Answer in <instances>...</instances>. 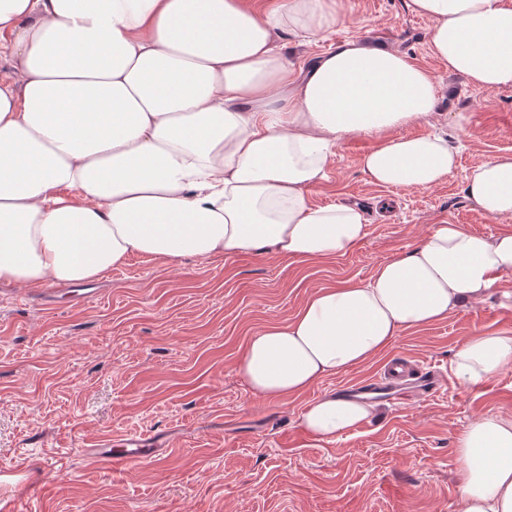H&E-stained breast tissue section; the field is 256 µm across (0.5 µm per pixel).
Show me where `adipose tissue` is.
I'll return each instance as SVG.
<instances>
[{
	"mask_svg": "<svg viewBox=\"0 0 512 512\" xmlns=\"http://www.w3.org/2000/svg\"><path fill=\"white\" fill-rule=\"evenodd\" d=\"M431 53L484 89L512 86V0H410ZM337 0H0V283L85 282L131 254L177 261L273 250L346 255L368 235L355 204H313L334 148L377 134L360 167L385 187L427 189L457 155L405 126L438 107L405 54L348 39L289 62L283 35L326 37ZM467 193L512 218V154L475 167ZM512 273V231L437 224L368 280L312 292L251 336L236 372L252 395L297 397L382 354L404 331L486 300ZM470 387L512 370V332L459 345ZM326 393L299 425L334 442L374 413ZM460 512H512V415L490 413L454 441Z\"/></svg>",
	"mask_w": 512,
	"mask_h": 512,
	"instance_id": "adipose-tissue-1",
	"label": "adipose tissue"
}]
</instances>
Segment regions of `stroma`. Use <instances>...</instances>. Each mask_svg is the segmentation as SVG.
<instances>
[{"label": "stroma", "mask_w": 512, "mask_h": 512, "mask_svg": "<svg viewBox=\"0 0 512 512\" xmlns=\"http://www.w3.org/2000/svg\"><path fill=\"white\" fill-rule=\"evenodd\" d=\"M409 0H341L327 39L284 36L302 62L347 39L399 49L438 89L439 109L408 126L447 135L457 165L429 189L382 187L360 169L376 139L335 149L313 204L362 206L370 233L351 253L282 260L271 252L166 262L138 254L90 281L82 304L46 302L45 287L0 284V471L26 469L38 485L0 488V512H459L456 432L487 413L512 414V371L468 388L452 367L460 342L512 331V276L485 302L402 332L387 357L406 356L445 384L426 397L377 399V413L335 442L299 427L305 407L374 376L381 361L323 379L291 401L253 397L236 373L249 338L291 318L315 289L372 275L436 224L494 235L512 219L467 197L479 163L512 153V87L483 89L449 75L428 48L432 23ZM133 433L163 441L151 461L124 471L89 463L100 440Z\"/></svg>", "instance_id": "1"}]
</instances>
